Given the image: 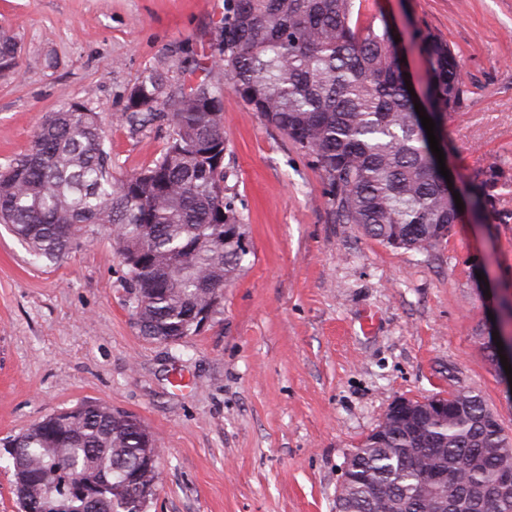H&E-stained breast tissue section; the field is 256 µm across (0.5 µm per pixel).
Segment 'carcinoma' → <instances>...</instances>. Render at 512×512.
I'll use <instances>...</instances> for the list:
<instances>
[{"label": "carcinoma", "instance_id": "carcinoma-1", "mask_svg": "<svg viewBox=\"0 0 512 512\" xmlns=\"http://www.w3.org/2000/svg\"><path fill=\"white\" fill-rule=\"evenodd\" d=\"M364 0H226L221 39L185 56L175 86L144 72L117 117L143 128L166 112L167 147L151 165L118 175L96 107L72 102L42 116L30 148L0 170V223L49 263L92 226L108 225L126 266L136 325L148 337L192 336L195 316L220 311L216 286L235 280L250 251L227 167L224 86L311 158L336 223L357 224L391 247L427 251L460 222L453 193L503 221L491 165L462 190L440 174L405 81L403 55L382 14ZM427 114L436 124L468 92L463 60L427 27ZM16 39L0 32V77L15 73ZM16 448L23 512H147L131 470L155 456L135 416L97 402L53 413L0 441ZM512 439L499 415L462 388L401 422L383 421L355 449V479L336 512H512Z\"/></svg>", "mask_w": 512, "mask_h": 512}]
</instances>
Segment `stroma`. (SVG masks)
<instances>
[{
  "mask_svg": "<svg viewBox=\"0 0 512 512\" xmlns=\"http://www.w3.org/2000/svg\"><path fill=\"white\" fill-rule=\"evenodd\" d=\"M393 23L412 83L426 26L462 56L469 87L441 124L456 184L496 166V224L463 208L426 253L333 221L307 155L224 91V158L251 253L213 324L178 344L141 336L110 228L62 261H37L0 224V439L86 401L136 415L161 479L147 512H335L344 463L401 398L466 388L512 437V384L486 360L512 319V0H369ZM224 0H0L18 43L0 78V166L26 152L39 117L98 106L117 171L152 163L171 128L118 122L155 68L209 52ZM486 280H478V273Z\"/></svg>",
  "mask_w": 512,
  "mask_h": 512,
  "instance_id": "stroma-1",
  "label": "stroma"
}]
</instances>
